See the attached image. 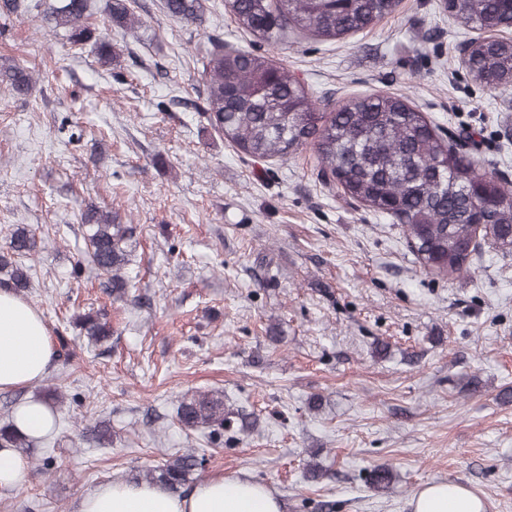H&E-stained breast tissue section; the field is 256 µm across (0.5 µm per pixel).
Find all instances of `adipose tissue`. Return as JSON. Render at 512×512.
I'll return each mask as SVG.
<instances>
[{"label": "adipose tissue", "mask_w": 512, "mask_h": 512, "mask_svg": "<svg viewBox=\"0 0 512 512\" xmlns=\"http://www.w3.org/2000/svg\"><path fill=\"white\" fill-rule=\"evenodd\" d=\"M57 352L37 310L13 290L0 288V390L42 379ZM412 512H484L477 496L459 485L431 483L411 499ZM78 512H285L281 495L234 472L176 495L159 485L109 480L84 494Z\"/></svg>", "instance_id": "1"}]
</instances>
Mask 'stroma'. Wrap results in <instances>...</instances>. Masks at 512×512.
Returning a JSON list of instances; mask_svg holds the SVG:
<instances>
[{
	"mask_svg": "<svg viewBox=\"0 0 512 512\" xmlns=\"http://www.w3.org/2000/svg\"><path fill=\"white\" fill-rule=\"evenodd\" d=\"M440 2L401 0L371 30L272 48L224 0H205L194 23L163 0H126L135 23L106 29L108 64L37 12L0 15V65L36 79L26 95L0 83V251L16 225L36 228L26 300L74 351L0 391V417L51 388L63 396L0 512H77L100 483L207 447L208 429L176 420L199 391L223 393L251 425L197 480L247 472L287 512H410L414 493L446 481L512 512V254L486 247L467 273L426 272L401 225L322 186L311 147L255 164L202 112L217 39L287 66L321 106L398 93L441 131L480 130L476 158L512 180V90L467 76L461 47L479 33ZM89 203L137 228L128 300L92 267L72 276ZM90 309L108 313L111 348L73 326ZM97 420L111 445L83 441ZM379 466L393 474L384 492L368 482Z\"/></svg>",
	"mask_w": 512,
	"mask_h": 512,
	"instance_id": "stroma-1",
	"label": "stroma"
}]
</instances>
